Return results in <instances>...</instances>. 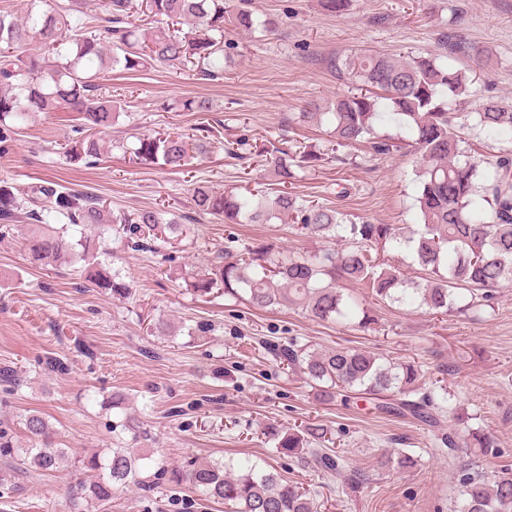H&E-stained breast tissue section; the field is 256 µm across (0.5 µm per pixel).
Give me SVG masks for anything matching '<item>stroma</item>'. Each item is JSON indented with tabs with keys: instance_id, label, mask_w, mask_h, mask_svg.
Returning a JSON list of instances; mask_svg holds the SVG:
<instances>
[{
	"instance_id": "35a3bbf8",
	"label": "stroma",
	"mask_w": 512,
	"mask_h": 512,
	"mask_svg": "<svg viewBox=\"0 0 512 512\" xmlns=\"http://www.w3.org/2000/svg\"><path fill=\"white\" fill-rule=\"evenodd\" d=\"M272 29L236 36L224 78L200 84L161 67L103 73L100 82L128 103L112 128L115 146L94 165L72 164L63 145L73 134L68 113L35 116L12 149L0 154V181L31 184L50 178L63 190L102 199L114 212L172 210L183 217L181 234L156 241L149 252L124 244L121 228L88 229L97 260L120 274L131 293L120 298L87 281L81 261L44 267L25 247L26 224L0 236V365L21 367L24 385L0 407L14 439L26 433L21 419L37 411L49 420L57 447L76 456L117 447L116 425L126 415L142 420L154 459L171 468L194 458L250 460L273 466L316 494L317 512H453L462 479L447 453L431 447V432L411 420L374 410L371 403L313 397L302 374L274 361L257 344L263 336L295 338L316 346H345L388 358L415 360L422 387L445 379L465 414L479 415L496 446L478 464L487 476L512 469V287L499 289L493 311L480 319L382 303L359 289L375 324L361 329L321 323L301 311L257 310L225 296L222 288L195 292L192 273L204 270L211 251L230 239L274 240L299 255L315 247L289 224L225 227L195 214L191 189L205 181L220 190L248 193L266 179L257 152L279 140H330L328 125L303 123L299 112L347 87L325 62L351 51L423 55L440 50L454 31L490 56L478 68L459 123L488 99L512 106V0H350L340 15L321 0H249ZM383 24H375V17ZM202 94L213 101L207 114L168 110L175 99ZM183 135L206 143L186 169L169 171L129 162L122 146L132 135ZM339 158L305 173L291 190L375 224H408L414 215L412 156L396 152L368 158L362 147L342 148ZM175 326L154 332L157 321ZM211 324L205 337L191 335L196 322ZM65 360L64 375L46 373L45 357ZM126 394L125 407L111 395ZM304 421L333 434L329 453L366 481L355 487L315 467L311 456L276 448L264 430ZM402 448L412 467L378 466ZM0 512H69V489L92 482V473L67 470L45 475L11 471L0 457ZM97 512H224L201 504L188 486L135 484L113 493Z\"/></svg>"
}]
</instances>
